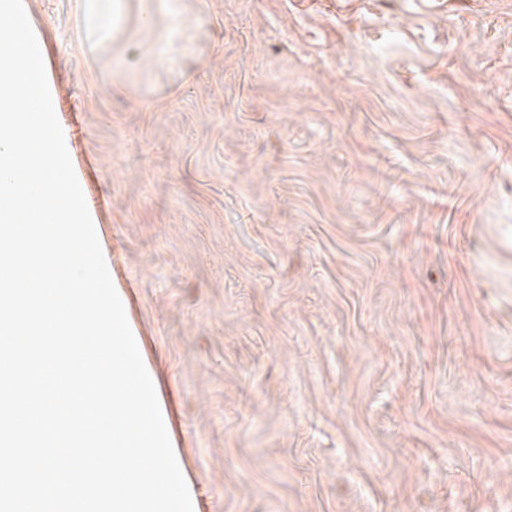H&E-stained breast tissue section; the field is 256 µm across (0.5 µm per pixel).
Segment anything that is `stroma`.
Here are the masks:
<instances>
[{
	"instance_id": "1",
	"label": "stroma",
	"mask_w": 512,
	"mask_h": 512,
	"mask_svg": "<svg viewBox=\"0 0 512 512\" xmlns=\"http://www.w3.org/2000/svg\"><path fill=\"white\" fill-rule=\"evenodd\" d=\"M194 512H512V0H23Z\"/></svg>"
}]
</instances>
